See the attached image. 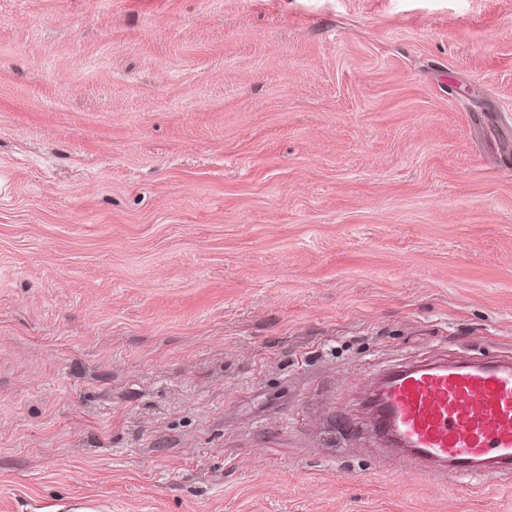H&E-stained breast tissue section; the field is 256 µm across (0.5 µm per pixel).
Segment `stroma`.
Masks as SVG:
<instances>
[{"label": "stroma", "mask_w": 512, "mask_h": 512, "mask_svg": "<svg viewBox=\"0 0 512 512\" xmlns=\"http://www.w3.org/2000/svg\"><path fill=\"white\" fill-rule=\"evenodd\" d=\"M512 357V0H0V512H512L386 450Z\"/></svg>", "instance_id": "stroma-1"}]
</instances>
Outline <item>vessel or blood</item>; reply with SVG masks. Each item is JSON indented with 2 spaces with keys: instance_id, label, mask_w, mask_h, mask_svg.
Wrapping results in <instances>:
<instances>
[{
  "instance_id": "vessel-or-blood-1",
  "label": "vessel or blood",
  "mask_w": 512,
  "mask_h": 512,
  "mask_svg": "<svg viewBox=\"0 0 512 512\" xmlns=\"http://www.w3.org/2000/svg\"><path fill=\"white\" fill-rule=\"evenodd\" d=\"M380 439L466 486L512 466V362L459 359L394 370L373 407Z\"/></svg>"
}]
</instances>
